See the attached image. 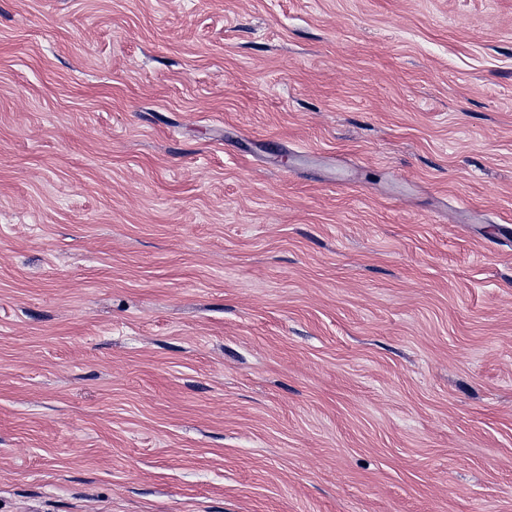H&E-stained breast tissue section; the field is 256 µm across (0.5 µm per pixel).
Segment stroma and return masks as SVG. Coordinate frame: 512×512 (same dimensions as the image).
Wrapping results in <instances>:
<instances>
[{"instance_id": "35a3bbf8", "label": "stroma", "mask_w": 512, "mask_h": 512, "mask_svg": "<svg viewBox=\"0 0 512 512\" xmlns=\"http://www.w3.org/2000/svg\"><path fill=\"white\" fill-rule=\"evenodd\" d=\"M512 0H0V512H512Z\"/></svg>"}]
</instances>
